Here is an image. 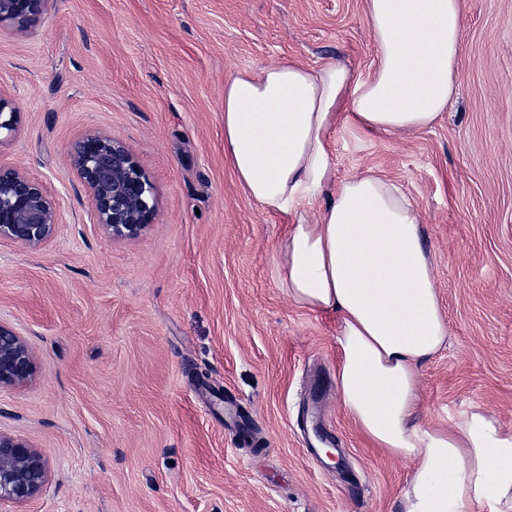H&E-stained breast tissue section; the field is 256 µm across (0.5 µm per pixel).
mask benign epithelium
Listing matches in <instances>:
<instances>
[{
	"instance_id": "benign-epithelium-1",
	"label": "benign epithelium",
	"mask_w": 512,
	"mask_h": 512,
	"mask_svg": "<svg viewBox=\"0 0 512 512\" xmlns=\"http://www.w3.org/2000/svg\"><path fill=\"white\" fill-rule=\"evenodd\" d=\"M47 0H0V26L26 28ZM19 112L0 87V132H16ZM72 168L91 198V220L114 240L137 238L155 215L153 187L126 146L108 134L89 133L70 153ZM59 225L56 198L26 173L0 165V241L29 248L49 242ZM34 358L28 342L0 323V391L28 384ZM48 478L46 464L28 441L0 432V505L37 497Z\"/></svg>"
}]
</instances>
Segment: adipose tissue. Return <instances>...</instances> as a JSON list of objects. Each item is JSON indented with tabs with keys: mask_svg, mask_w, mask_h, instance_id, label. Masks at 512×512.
Instances as JSON below:
<instances>
[{
	"mask_svg": "<svg viewBox=\"0 0 512 512\" xmlns=\"http://www.w3.org/2000/svg\"><path fill=\"white\" fill-rule=\"evenodd\" d=\"M365 15L369 76L292 58L231 76L224 151L251 200L294 219L276 270L298 306L338 317L343 411L375 447L413 463L400 512H512V429L477 407L448 425L416 419L420 369L448 341L419 212L386 177L337 180L331 160L338 127L402 133L446 112L463 0H365Z\"/></svg>",
	"mask_w": 512,
	"mask_h": 512,
	"instance_id": "ef3b65f1",
	"label": "adipose tissue"
}]
</instances>
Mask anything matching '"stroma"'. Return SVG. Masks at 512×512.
I'll use <instances>...</instances> for the list:
<instances>
[{"mask_svg":"<svg viewBox=\"0 0 512 512\" xmlns=\"http://www.w3.org/2000/svg\"><path fill=\"white\" fill-rule=\"evenodd\" d=\"M457 94L433 128L339 129L337 178L393 180L422 216L449 341L420 372L427 424L482 408L512 427V0H463ZM292 57L368 75L364 0H50L0 29L20 114L0 164L56 195L54 238L0 242V323L35 375L0 392V432L44 458L43 492L1 512H398L410 460L343 413L336 320L280 284L288 216L224 157V82ZM91 131L154 187L142 234L90 224L70 149ZM344 459L308 448L316 432Z\"/></svg>","mask_w":512,"mask_h":512,"instance_id":"35a3bbf8","label":"stroma"}]
</instances>
